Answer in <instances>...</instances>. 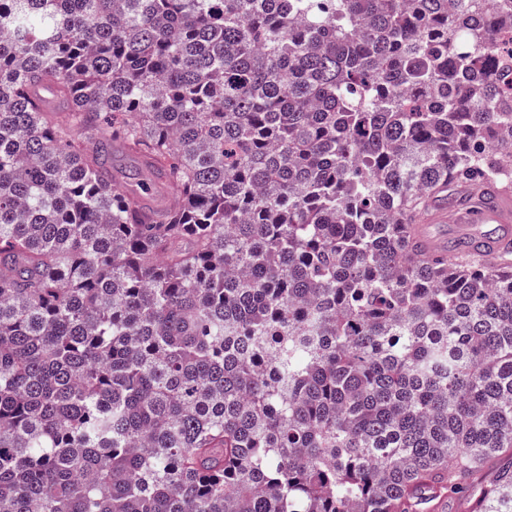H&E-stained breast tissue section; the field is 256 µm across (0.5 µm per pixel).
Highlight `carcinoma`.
<instances>
[{
	"instance_id": "obj_1",
	"label": "carcinoma",
	"mask_w": 512,
	"mask_h": 512,
	"mask_svg": "<svg viewBox=\"0 0 512 512\" xmlns=\"http://www.w3.org/2000/svg\"><path fill=\"white\" fill-rule=\"evenodd\" d=\"M510 11L0 0V512H512ZM492 192L493 199L487 207L469 208L465 211L454 210L448 214V209L438 207L433 214L432 219L438 223L444 224H499L496 229L487 232L485 239L482 241L480 250L474 252L482 257H496L497 254L509 246L511 238V230L506 222V214L510 202V196L507 190L498 189L494 186H488L483 192Z\"/></svg>"
}]
</instances>
